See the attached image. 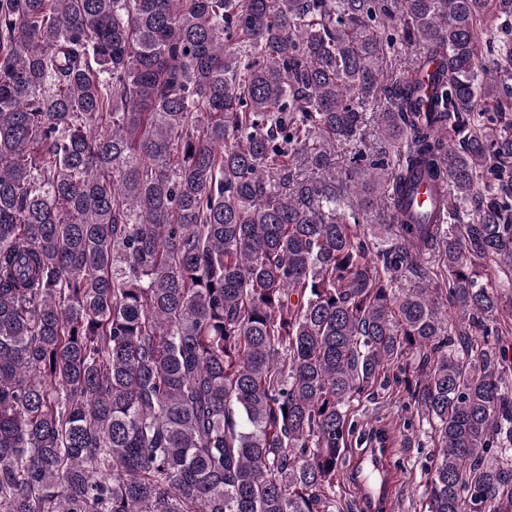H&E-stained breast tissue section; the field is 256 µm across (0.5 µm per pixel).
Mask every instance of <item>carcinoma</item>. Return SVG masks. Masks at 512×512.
<instances>
[{"instance_id": "1", "label": "carcinoma", "mask_w": 512, "mask_h": 512, "mask_svg": "<svg viewBox=\"0 0 512 512\" xmlns=\"http://www.w3.org/2000/svg\"><path fill=\"white\" fill-rule=\"evenodd\" d=\"M499 20L512 0H0V512H336L348 410L400 365L426 512H512ZM371 104L394 161L355 152L349 199L300 178ZM424 177L441 223L398 216ZM505 39H512V21L511 28L501 26L500 23H494L491 29L483 36L482 42L479 45V54L488 58L491 54L488 52L490 47H496L500 41ZM490 46V47H489Z\"/></svg>"}]
</instances>
